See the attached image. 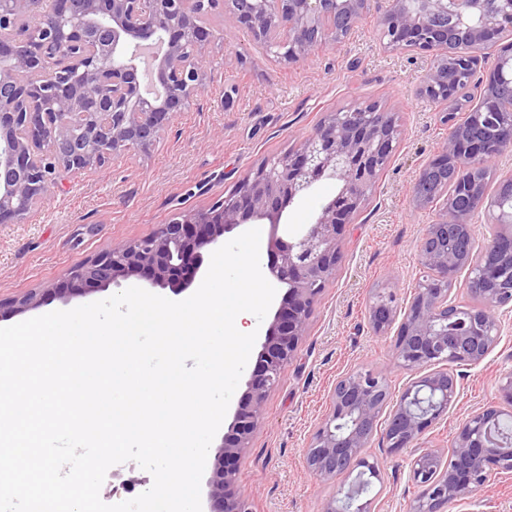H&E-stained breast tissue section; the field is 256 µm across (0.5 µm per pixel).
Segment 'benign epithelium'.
I'll return each mask as SVG.
<instances>
[{
    "label": "benign epithelium",
    "instance_id": "1",
    "mask_svg": "<svg viewBox=\"0 0 512 512\" xmlns=\"http://www.w3.org/2000/svg\"><path fill=\"white\" fill-rule=\"evenodd\" d=\"M50 0L53 19L17 35L45 0H0V224H20L59 187L61 170L80 174L131 151H147L177 113L205 89V49L216 38L215 14L244 29L284 63L309 58L326 45L343 42L373 0ZM380 39L390 51H420L431 63L419 94L445 112L448 139L439 154L416 174V206L444 196L438 219L419 246V262L435 280L416 289L394 339L397 363L418 373L392 405L384 439L389 453H412L410 477L424 492L409 512H448L453 502L472 503L475 492L497 475L512 472V373L499 381L504 411L490 406L459 427L448 457L426 445L428 429L448 412L458 382L448 365H477L500 339L498 311L512 303V233L496 232L478 246L472 221L512 228V177L490 189L487 168L512 148V138L495 151L464 135L452 123L461 91L470 82L481 88L473 115L485 123L512 119V99L499 97L512 87V54L497 55L490 68L488 50L512 32V0H385ZM485 77H477L481 69ZM401 137L394 115L376 104L329 112L281 155L243 175L235 190L207 210L178 215L151 235L118 244L72 268L68 280L103 290L132 277L154 288L181 292L191 287L204 254L224 234L253 222L277 225L296 195L329 176L341 189L322 207L315 223L292 240L270 243L267 269L286 289L266 329L246 391L232 414L207 479L205 512H247L239 486L240 460L257 428L269 393L280 383L304 336L310 308L335 275L348 224L375 191ZM451 170L457 185L433 186V175ZM467 270L468 284L483 301L463 306L451 299L453 277ZM49 284L15 296L17 313L40 306ZM397 319L389 295L373 297L369 325L383 336ZM389 383L381 371L357 369L332 390L329 411L306 448L308 469L327 481L338 472L361 467L366 486L379 476L366 448L387 406ZM350 490L322 512H371Z\"/></svg>",
    "mask_w": 512,
    "mask_h": 512
}]
</instances>
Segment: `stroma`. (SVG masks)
Wrapping results in <instances>:
<instances>
[{
    "label": "stroma",
    "mask_w": 512,
    "mask_h": 512,
    "mask_svg": "<svg viewBox=\"0 0 512 512\" xmlns=\"http://www.w3.org/2000/svg\"><path fill=\"white\" fill-rule=\"evenodd\" d=\"M378 20V10L370 9L344 42L288 65L261 59L246 34L225 28L206 48L204 92L153 147L66 176V189L23 223L0 224L5 299L58 282L73 266L148 236L175 215L209 208L245 172L285 152L326 113L376 102L396 114L402 134L393 161L347 226L336 274L314 303L297 352L239 461V486L251 512H320L326 499L344 496L357 471L322 482L304 456L333 386L359 368L382 370L395 398L412 377L392 363L393 336L372 334L369 304L388 289L397 306L405 307L423 276L418 246L441 204L416 207L413 185L419 169L440 152L448 125L418 93L427 54L385 51ZM339 188V181L325 178L295 197L279 226L261 225V249H268L273 236L302 235ZM500 320L499 344L481 364L465 368L457 403L426 433L440 451L450 448L469 414L501 403L499 381L512 371V309ZM369 456L381 469L380 481L367 492L371 512H407L419 494L409 478V453H388L377 434ZM151 485V475L129 461L108 470L100 497L114 504Z\"/></svg>",
    "instance_id": "1"
}]
</instances>
